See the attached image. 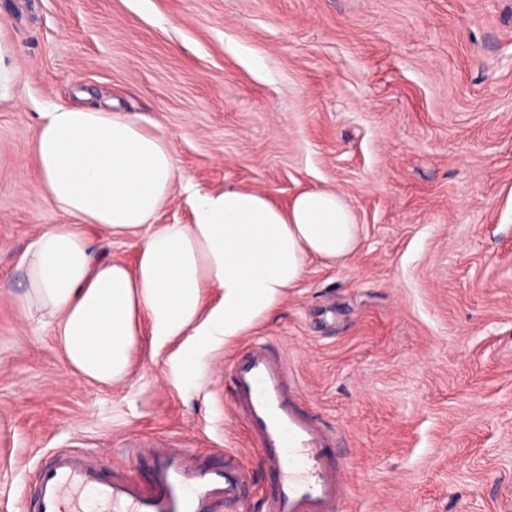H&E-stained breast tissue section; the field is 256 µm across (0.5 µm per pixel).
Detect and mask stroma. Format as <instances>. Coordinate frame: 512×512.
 <instances>
[{
    "label": "stroma",
    "mask_w": 512,
    "mask_h": 512,
    "mask_svg": "<svg viewBox=\"0 0 512 512\" xmlns=\"http://www.w3.org/2000/svg\"><path fill=\"white\" fill-rule=\"evenodd\" d=\"M0 27L19 74L0 102V512L54 449L143 483L156 443L237 455L254 486L219 512H264L224 380L252 337L338 435L343 512H512V0H0ZM53 106L141 114L203 186L336 190L360 243L193 387L167 348L88 383L14 301L22 253L66 221L31 157Z\"/></svg>",
    "instance_id": "obj_1"
}]
</instances>
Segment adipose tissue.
Returning a JSON list of instances; mask_svg holds the SVG:
<instances>
[{
	"label": "adipose tissue",
	"mask_w": 512,
	"mask_h": 512,
	"mask_svg": "<svg viewBox=\"0 0 512 512\" xmlns=\"http://www.w3.org/2000/svg\"><path fill=\"white\" fill-rule=\"evenodd\" d=\"M33 155L69 221L43 225L28 245L15 304L93 384L125 380L143 348L172 342L174 372L196 379L208 353L276 310L309 261H341L359 243L356 215L336 191L307 189L283 208L255 189L199 187L180 174L169 139L137 114L51 108L39 115ZM177 187L190 223H158ZM89 224L139 232L135 264L98 250Z\"/></svg>",
	"instance_id": "ef3b65f1"
}]
</instances>
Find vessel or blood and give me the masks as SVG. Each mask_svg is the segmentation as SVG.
<instances>
[{
  "instance_id": "b4317fda",
  "label": "vessel or blood",
  "mask_w": 512,
  "mask_h": 512,
  "mask_svg": "<svg viewBox=\"0 0 512 512\" xmlns=\"http://www.w3.org/2000/svg\"><path fill=\"white\" fill-rule=\"evenodd\" d=\"M231 404L261 455L270 490L265 512H340L350 494L338 439L302 402L288 362L267 341L252 340L224 366ZM148 485L107 477L93 456L53 451L32 484V512H86L93 496L104 512H214L245 498L252 482L238 459L204 468L179 448L153 449Z\"/></svg>"
}]
</instances>
